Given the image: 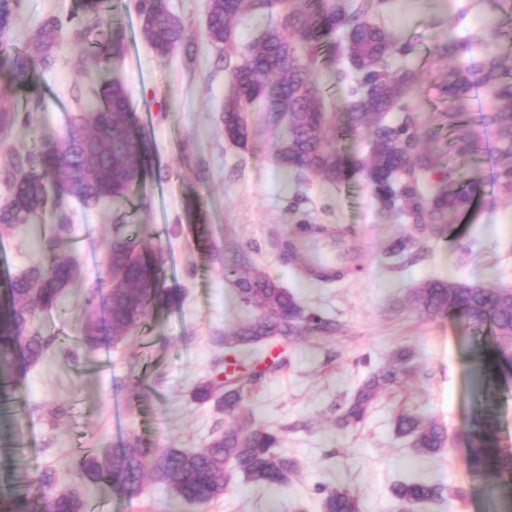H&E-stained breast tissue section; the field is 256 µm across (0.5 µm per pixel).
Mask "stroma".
I'll list each match as a JSON object with an SVG mask.
<instances>
[{
	"instance_id": "obj_1",
	"label": "stroma",
	"mask_w": 512,
	"mask_h": 512,
	"mask_svg": "<svg viewBox=\"0 0 512 512\" xmlns=\"http://www.w3.org/2000/svg\"><path fill=\"white\" fill-rule=\"evenodd\" d=\"M77 2L21 0L13 47H24L47 17L68 25L54 62L34 63L29 84L0 70V93L29 113L44 135L60 139L78 98L120 79L150 155L142 179L124 197L88 211L70 199L62 210L39 212L0 235V287L36 261L70 257L79 265L63 310L43 313L35 323L55 344L17 374L11 408L0 411V498L16 479L34 484L46 471L54 476L51 493L79 489L80 456L121 446L132 434L149 448L193 451L230 425L213 404L196 401L192 389L222 371L224 347L216 338L245 313L224 278V255L238 248L307 310L341 325L334 335L290 343L286 364L244 394L240 423L281 430L280 450L297 462V473L282 488L236 477L229 491L199 507L173 500L154 482L134 495L101 485L88 494L95 512H320L324 486L352 490L363 512H401L390 486L411 476L440 479L459 491L448 502L420 504L414 512H501L496 475L474 469L469 458L479 433L512 452V365L497 364L489 327L459 316L421 317L407 296L434 277L512 290V194L493 185V138L485 136L480 153L460 150L455 139L456 127L469 124L488 100L476 87L464 110L453 109L443 89L453 62L439 51L451 34L470 40L474 62L488 43L512 51V10L493 0H389L375 16L396 40L412 46L402 60L418 76L410 109L436 131L426 146L440 169L482 183L474 204L449 214L437 239L419 233L403 214L382 213L362 180L331 186L311 174H283L275 143L285 124L261 107L248 112L247 148L225 140V61L238 59L265 30L264 17L244 14L232 46L224 49L204 35L207 0H169L194 49L188 66L178 53L155 56L140 38L136 13L126 0H114L111 19L99 26L122 28L125 50L90 65L82 56L86 43L78 33L86 22L77 16ZM342 67L328 48L315 65L340 128L349 88ZM65 212L73 216L72 231L49 250L46 239ZM304 222L328 228L322 245L343 240L361 272L320 288L310 285L306 255L288 261L280 249ZM117 224L137 238L174 302L141 319L121 344L91 345L81 335L84 301L106 274V245ZM397 235L417 237L418 244L405 257H387L384 245ZM403 349L412 355L414 374L383 392L362 424L337 427V404ZM403 408L446 427L448 444L438 458L418 455L408 438L395 433L392 418Z\"/></svg>"
}]
</instances>
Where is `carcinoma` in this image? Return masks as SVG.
Here are the masks:
<instances>
[{"instance_id":"1","label":"carcinoma","mask_w":512,"mask_h":512,"mask_svg":"<svg viewBox=\"0 0 512 512\" xmlns=\"http://www.w3.org/2000/svg\"><path fill=\"white\" fill-rule=\"evenodd\" d=\"M386 0H360L351 7L345 0H209L207 40L215 45H232L231 35L246 12L270 20L262 36L247 48L231 69L229 93L224 99V138L248 147L251 132L246 116L253 106L269 107L276 100L288 113V125L277 149L280 164L298 174H313L329 184L360 179L371 188L381 209L402 211L416 228L431 236L444 233L448 214L465 211L479 191V181L463 182L448 171L430 180L436 167L432 153L422 148L424 134L418 117L409 109L417 87L416 73L393 67L388 60L405 56L411 46L398 43L382 27L370 21ZM86 13L100 19L111 16V0H84ZM141 35L146 46L166 58L183 50L184 62L193 61L191 46L181 20L168 0H134ZM19 0H0V37L12 34L18 18ZM63 24L56 17L44 19L20 52L0 54V69L18 82L33 78L30 61L51 64L62 39ZM336 42V53L350 68L355 88L346 105L349 128L366 129L372 135L365 157L349 158L336 148L338 136L324 104V96L313 75L321 48ZM125 34L115 28L109 38L95 43L87 57L108 59L124 50ZM443 50L450 57L471 51L470 42L448 37ZM481 87L492 106L480 113V125L495 135L497 163L493 183L512 193V56L493 44L484 46L478 70L454 67L448 70V98L464 106V95ZM17 129L31 132L34 148L8 150L0 182L7 196L0 201V233L49 206L61 208L69 199L83 208H96L124 196L143 175L149 144L137 130L125 86L110 81L79 106L69 119L61 140L43 136L18 111L11 99L0 97V144ZM416 240L399 235L386 245V253L402 255ZM107 278L98 279L85 298L83 340L94 344L106 340L114 345L150 310L170 305L171 295L162 288L155 269L143 261L135 241L118 224L107 247ZM249 258L237 254L225 262V274L234 283L239 302L248 314L235 328L215 342H235V356L243 371L235 381L215 375L198 383L195 400L214 405L227 414L240 411L245 387L254 385L263 372H252L246 362L258 361L266 350L264 337L290 343L303 336L333 335L338 323L307 310L298 298L265 271H245ZM77 266L69 260L49 265L32 263L9 281L8 299L0 306V388L9 386L15 372L37 363L53 344L32 323L42 313L59 311L66 288ZM306 273L321 283L343 279L350 271L341 267L325 271L316 266ZM42 283L32 298V282ZM413 308L422 316L461 314L475 324H490L499 337L498 357L512 361V290L481 288L454 280L430 278L410 292ZM408 371L407 357L399 365L372 372L351 399L336 406L338 421L349 426L362 422L378 395L395 385ZM397 435L407 437L423 456H439L448 443L446 428L436 419L402 410L394 420ZM281 432L268 428L229 426L207 447L197 451L177 448H146L136 436L119 448L89 450L79 464L86 488L106 484L119 494L143 490L146 479L163 485L168 493L188 504H205L228 490L233 475L267 486H283L295 473L296 462L278 451ZM473 466L495 473L498 488L512 495V455L489 447L479 436L474 442ZM321 512H362L357 494L344 487L321 488ZM392 496L405 506L441 502L458 495L439 481H400L391 487ZM82 495L65 493L43 499L42 512H87ZM8 512H34V500L18 494L7 504Z\"/></svg>"}]
</instances>
